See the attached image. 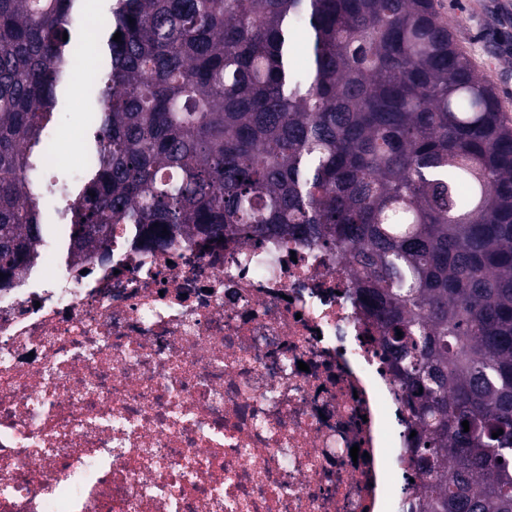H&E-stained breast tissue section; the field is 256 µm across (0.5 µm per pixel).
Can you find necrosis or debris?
Returning a JSON list of instances; mask_svg holds the SVG:
<instances>
[{
  "mask_svg": "<svg viewBox=\"0 0 512 512\" xmlns=\"http://www.w3.org/2000/svg\"><path fill=\"white\" fill-rule=\"evenodd\" d=\"M351 290L277 238L39 247L0 288V512H408L411 415Z\"/></svg>",
  "mask_w": 512,
  "mask_h": 512,
  "instance_id": "necrosis-or-debris-1",
  "label": "necrosis or debris"
}]
</instances>
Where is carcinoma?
<instances>
[{
  "label": "carcinoma",
  "mask_w": 512,
  "mask_h": 512,
  "mask_svg": "<svg viewBox=\"0 0 512 512\" xmlns=\"http://www.w3.org/2000/svg\"><path fill=\"white\" fill-rule=\"evenodd\" d=\"M85 2L0 0V285L34 261L59 189L76 257L108 252L115 224L146 245L320 246L414 420L429 481L410 512H512V120L434 0H103L70 195L37 173L56 171L46 129L77 84Z\"/></svg>",
  "instance_id": "cac0c4a2"
}]
</instances>
